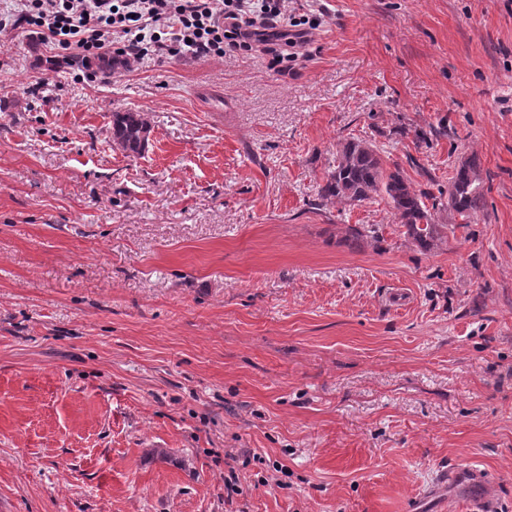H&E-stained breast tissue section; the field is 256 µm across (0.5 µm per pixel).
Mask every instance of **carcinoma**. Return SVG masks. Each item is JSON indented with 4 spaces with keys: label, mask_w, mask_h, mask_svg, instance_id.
Masks as SVG:
<instances>
[{
    "label": "carcinoma",
    "mask_w": 512,
    "mask_h": 512,
    "mask_svg": "<svg viewBox=\"0 0 512 512\" xmlns=\"http://www.w3.org/2000/svg\"><path fill=\"white\" fill-rule=\"evenodd\" d=\"M151 132L148 115L139 111L112 113V142L130 155L140 154ZM374 197L387 201L397 216L403 234L417 247L429 250L442 243L446 224L438 223L437 213L448 210L453 223L471 224L484 206V185L480 165L467 158L453 168L448 190L438 194L417 191L395 164L389 168L375 144L350 139L336 149V160L319 187L316 201L338 200L356 205ZM351 246L362 248L379 240L371 227L348 228Z\"/></svg>",
    "instance_id": "1"
}]
</instances>
